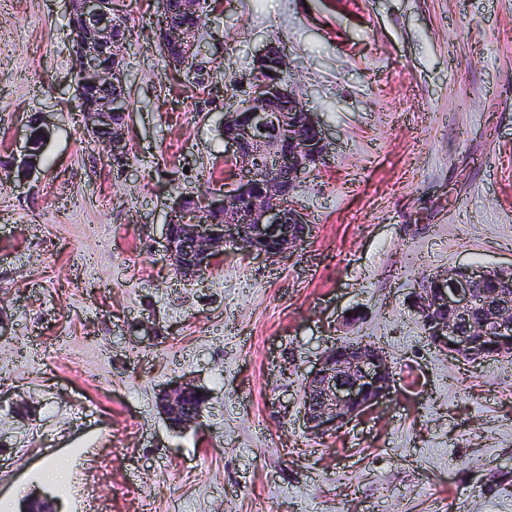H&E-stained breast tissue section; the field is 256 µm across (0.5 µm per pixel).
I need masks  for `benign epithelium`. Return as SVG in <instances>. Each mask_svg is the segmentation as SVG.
<instances>
[{
  "label": "benign epithelium",
  "mask_w": 512,
  "mask_h": 512,
  "mask_svg": "<svg viewBox=\"0 0 512 512\" xmlns=\"http://www.w3.org/2000/svg\"><path fill=\"white\" fill-rule=\"evenodd\" d=\"M115 0H72L70 16L77 45L76 92L84 128L101 144L106 161L125 166L130 110L124 50L127 25ZM203 0H161L158 44L170 66L194 70L199 33L186 20L200 14ZM288 59L274 43L253 59L244 98L224 113L225 164L233 179L224 188L181 194L166 212L162 239L176 274L200 279L231 244L275 262L298 249L314 225L298 209L294 194L301 178L326 157L320 122L284 83ZM40 159L28 139L18 170L29 172ZM494 287H488V284ZM412 307L428 345L451 357L485 361L512 348V267H453L422 276L411 292ZM396 385L387 352L361 338L320 352L304 375L303 429L323 436L349 425L386 400ZM206 397L190 381L158 390L156 404L170 429L197 425Z\"/></svg>",
  "instance_id": "7a95c632"
}]
</instances>
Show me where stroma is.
Segmentation results:
<instances>
[{
  "mask_svg": "<svg viewBox=\"0 0 512 512\" xmlns=\"http://www.w3.org/2000/svg\"><path fill=\"white\" fill-rule=\"evenodd\" d=\"M120 9L116 175L80 121L70 0H0V512L32 493L57 512H512V355H442L410 302L422 274L512 266V0H216L201 86L156 45L159 0ZM271 41L326 129L295 195L315 232L181 281L162 217L223 186L226 91ZM37 112L44 159L19 181ZM356 336L396 389L307 435L303 376ZM183 380L207 401L179 433L156 395Z\"/></svg>",
  "mask_w": 512,
  "mask_h": 512,
  "instance_id": "stroma-1",
  "label": "stroma"
}]
</instances>
